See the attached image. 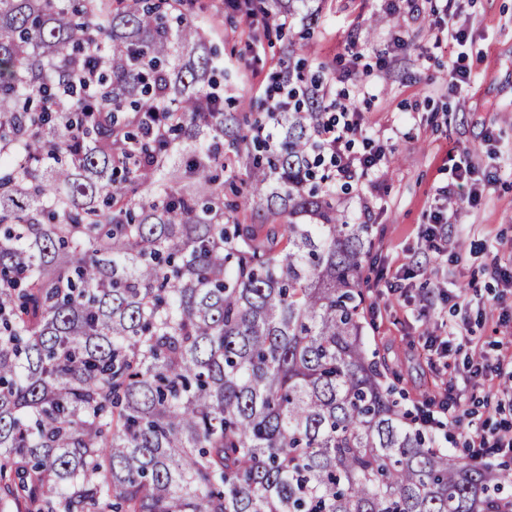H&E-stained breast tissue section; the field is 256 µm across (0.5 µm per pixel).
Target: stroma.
Segmentation results:
<instances>
[{"label":"stroma","instance_id":"stroma-1","mask_svg":"<svg viewBox=\"0 0 512 512\" xmlns=\"http://www.w3.org/2000/svg\"><path fill=\"white\" fill-rule=\"evenodd\" d=\"M307 47L303 79L346 73L333 93L354 96L371 137L386 147L377 170L336 198L349 222L373 225L365 268L364 343L408 410L453 381L475 427L512 422V403L494 400L505 378L477 361L512 355V0H457L463 42L435 39L442 0H323ZM209 36L224 77V109L247 112L265 101L298 43L299 24L281 39L254 37L249 19L224 0H187ZM470 74L453 85L451 70ZM471 174L451 173V157ZM448 217V241L431 251L424 231ZM448 343V366L434 365L428 337Z\"/></svg>","mask_w":512,"mask_h":512}]
</instances>
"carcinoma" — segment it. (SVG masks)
I'll use <instances>...</instances> for the list:
<instances>
[{
  "mask_svg": "<svg viewBox=\"0 0 512 512\" xmlns=\"http://www.w3.org/2000/svg\"><path fill=\"white\" fill-rule=\"evenodd\" d=\"M182 6L0 0V502L512 512L366 352L373 229L336 208L322 103L224 113Z\"/></svg>",
  "mask_w": 512,
  "mask_h": 512,
  "instance_id": "cac0c4a2",
  "label": "carcinoma"
}]
</instances>
